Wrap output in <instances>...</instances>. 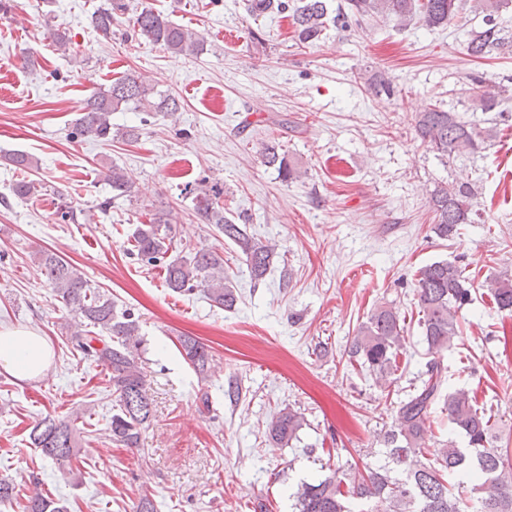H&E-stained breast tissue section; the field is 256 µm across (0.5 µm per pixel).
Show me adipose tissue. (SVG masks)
Segmentation results:
<instances>
[{"label": "adipose tissue", "mask_w": 512, "mask_h": 512, "mask_svg": "<svg viewBox=\"0 0 512 512\" xmlns=\"http://www.w3.org/2000/svg\"><path fill=\"white\" fill-rule=\"evenodd\" d=\"M52 351L46 340L26 329L0 331V370L29 380L45 376Z\"/></svg>", "instance_id": "obj_1"}]
</instances>
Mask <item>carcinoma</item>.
<instances>
[{
    "instance_id": "obj_1",
    "label": "carcinoma",
    "mask_w": 512,
    "mask_h": 512,
    "mask_svg": "<svg viewBox=\"0 0 512 512\" xmlns=\"http://www.w3.org/2000/svg\"><path fill=\"white\" fill-rule=\"evenodd\" d=\"M466 0H345L331 8L329 0H296L288 6L283 0H255L250 9L259 17L269 11L291 9L296 44L308 48L318 41L326 24L340 27L349 21L369 19L393 20L403 27L417 20L429 29L448 24L463 14ZM126 0H107L94 11L91 23L101 36L112 38V20L127 10ZM512 9V0H475L473 9L482 15L483 26L472 30L466 50L477 58L512 51V34L498 22L502 13ZM133 34L142 36L175 56L194 55L203 50L204 37L148 7L133 19ZM478 91L472 97L474 110L495 112L502 116L501 97L508 92L504 84L483 85L474 77ZM129 107L143 112L173 115L181 110L178 97L154 95V88L136 74H126L109 86L99 88L84 100L74 134L80 137L109 140L112 138L110 116ZM413 128L421 143L446 156L451 153L475 154L484 149L480 132L453 110L433 105L413 116ZM262 162L277 169L283 180L300 177L285 155L273 144L260 152ZM104 181L117 196L129 192L124 172L117 166L107 168ZM34 180H19L12 187L21 199L41 192ZM193 208L204 224H212L224 239L234 243L245 257L250 276H265L275 257V247L255 240L240 224V218L224 209V190L216 185L193 188ZM476 189L471 184L437 185L432 191L430 207L432 232L441 240L459 235L464 224L474 223L471 200ZM172 215L159 209L148 224H138L131 237L141 260L156 264L170 248ZM39 264L53 290L69 311L102 332L90 336L86 330L71 334L73 348L104 363L111 372L112 395L117 412L112 414L109 433L112 441L126 448L140 447L142 431L152 417V402L147 380L139 365L137 352L141 345L139 324L126 313H117L111 299L95 292L89 281L53 251L39 253ZM165 285L174 293L201 287L214 306L231 309L237 302L235 288L224 275V256L216 250H198L189 257L176 258L165 264ZM497 309L512 313V275L503 273L490 282ZM416 301L418 320L428 351L439 354L453 347L458 334L457 313L472 301V284L462 266L448 260L434 261L418 271ZM101 343L97 348L93 342ZM404 341V325L398 311L382 303L376 306L357 330L347 355L386 379L394 373L395 357ZM182 355L197 376H209L212 355L207 346L193 336L179 338ZM441 363L427 364V379L394 410L395 425L385 432L384 447L388 465L366 472L352 471L316 483H304L295 493L296 512H352L348 499L373 501L384 506V512H512V458L509 450L494 446L495 424L486 410L476 405L470 392L456 389L442 394ZM448 410V420L467 439V447L453 444L441 449L437 458L422 460L421 439L431 407L438 401ZM305 424L304 414L286 407L273 415L267 437L277 444H287ZM33 447L56 461L69 466L72 479L79 478L76 430L67 421L50 416L33 424L29 433ZM471 473L470 497L461 499L448 488L446 475L459 471ZM24 512H66L49 495L35 489L23 505Z\"/></svg>"
}]
</instances>
